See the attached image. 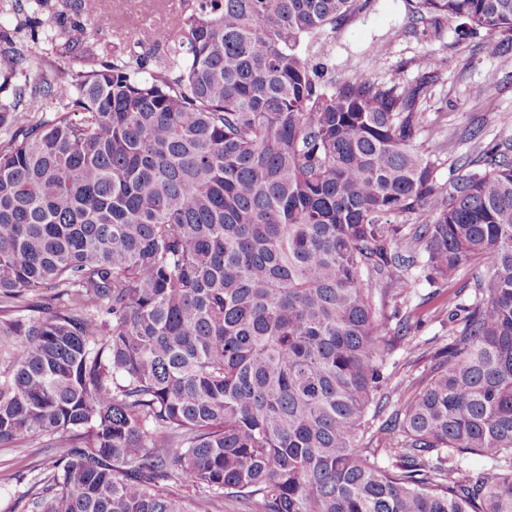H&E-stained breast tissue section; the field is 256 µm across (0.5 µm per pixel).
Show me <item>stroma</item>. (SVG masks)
<instances>
[{"mask_svg":"<svg viewBox=\"0 0 512 512\" xmlns=\"http://www.w3.org/2000/svg\"><path fill=\"white\" fill-rule=\"evenodd\" d=\"M171 6L167 0H101L107 24L80 16L75 6L49 0L47 13L58 27L80 28L95 35L100 60L127 56L136 51L155 61L159 50L144 27L164 25ZM29 12L13 9L11 0H0V70H9L15 50L28 49L34 67L14 73V83L33 82L37 68H80L79 54L66 57L45 52V32L30 29ZM458 23L427 15L413 17L408 0H366L336 31L323 37L324 58L330 75L343 82L369 78L380 83L415 85L422 71V58L437 59L434 77L418 103L421 129L418 146L438 160L435 179L448 187L460 165L481 157L488 146L512 143V34L491 33L482 28L457 31ZM495 86L483 92L487 78ZM417 286L407 299L391 296L382 283H375L378 310L389 326L408 319L405 338L394 342L387 356L389 382L418 381L429 373L434 355L447 344L459 320L448 308L447 285L426 281L421 268H414ZM47 449L26 445L0 447V512H28L26 496L34 480L49 466Z\"/></svg>","mask_w":512,"mask_h":512,"instance_id":"stroma-1","label":"stroma"}]
</instances>
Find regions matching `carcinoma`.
I'll list each match as a JSON object with an SVG mask.
<instances>
[{
	"label": "carcinoma",
	"instance_id": "1",
	"mask_svg": "<svg viewBox=\"0 0 512 512\" xmlns=\"http://www.w3.org/2000/svg\"><path fill=\"white\" fill-rule=\"evenodd\" d=\"M360 2L184 0L152 70L87 42L0 101V447L53 456L30 512H190L178 482L251 512H512V144L437 186L427 82L301 54ZM412 2L512 33V0ZM415 267L470 268L474 297L383 395L409 323L371 278L405 299Z\"/></svg>",
	"mask_w": 512,
	"mask_h": 512
}]
</instances>
